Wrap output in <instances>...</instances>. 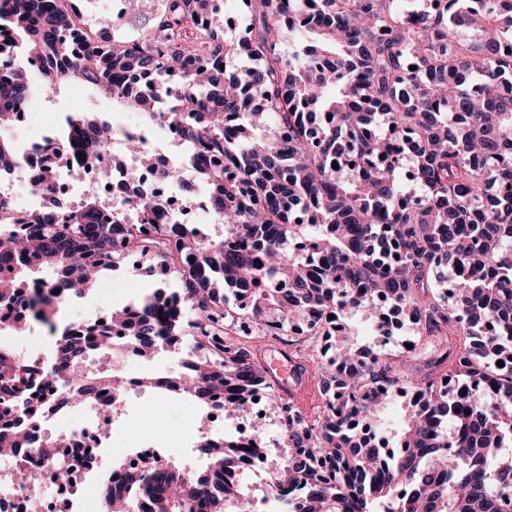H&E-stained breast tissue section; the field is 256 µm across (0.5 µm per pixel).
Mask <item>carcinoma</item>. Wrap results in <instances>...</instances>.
<instances>
[{"label": "carcinoma", "mask_w": 512, "mask_h": 512, "mask_svg": "<svg viewBox=\"0 0 512 512\" xmlns=\"http://www.w3.org/2000/svg\"><path fill=\"white\" fill-rule=\"evenodd\" d=\"M63 2L0 0V54L18 46L47 63L39 88L23 71L0 72V125L16 103L73 73L135 109L139 128H176L226 236L167 223L164 204L135 189H125L123 210L109 222L95 191L73 208L23 213L0 197V266L9 272L0 280V320L12 319L15 330L52 325L103 271L136 257L178 288L156 289L112 321L146 359L179 335L195 358L191 374L169 375L155 389L201 406L226 391L240 411L262 382L279 412L283 400L253 354L224 357L236 291L248 293L259 326L272 317L300 325L325 312L339 322L353 311L380 335L377 300H390L413 320L416 355L389 362L357 347L344 325L328 332L335 360L347 365L366 352V372H333L310 338L290 355L314 374L321 396L344 397L315 429L298 412L282 421V436L301 451L269 477L280 512H512L496 491L512 485V368L487 363L512 356V0H429L413 19L395 0H248L238 39L225 36L222 0H167L131 44L85 42ZM234 60L243 62L236 71L220 68ZM62 127L54 147L69 151L81 173L100 161L115 129L85 112L67 115ZM127 152L158 179L193 190L180 166H153L135 132ZM16 154L0 138V173ZM404 173L420 194L402 189ZM28 178L37 192L55 190L50 163ZM447 278L445 296L438 288ZM117 345L109 324L66 322L44 373L59 392L27 400L37 370L2 353L0 387L20 394L28 415L88 406L100 388L119 395L120 376L82 369ZM415 356L446 370V385L430 373L412 379ZM376 381L389 385L381 396L369 392ZM413 389L421 401L408 402L397 454L359 438L357 423L375 426L378 407ZM23 445L52 440L4 423L0 449ZM204 447L213 453L200 475L174 462L163 473H129L140 512L253 504L240 483L215 480L236 470L244 447L230 439Z\"/></svg>", "instance_id": "cac0c4a2"}]
</instances>
